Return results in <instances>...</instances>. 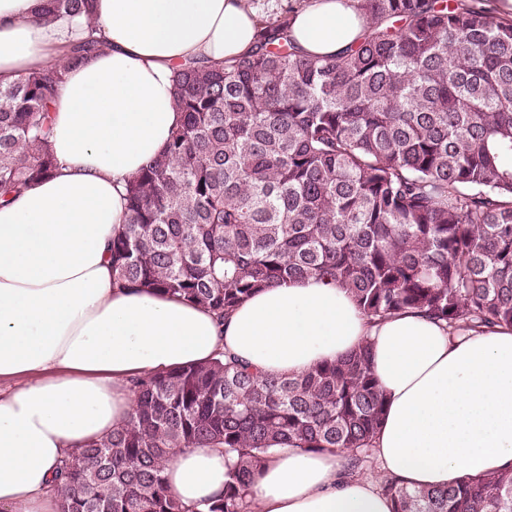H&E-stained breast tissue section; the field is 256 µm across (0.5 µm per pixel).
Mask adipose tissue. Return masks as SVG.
Segmentation results:
<instances>
[{"mask_svg": "<svg viewBox=\"0 0 512 512\" xmlns=\"http://www.w3.org/2000/svg\"><path fill=\"white\" fill-rule=\"evenodd\" d=\"M38 0H0V82L65 65L75 28L45 24ZM103 52L69 68L52 107L55 172L0 203V512H57L66 456L111 434L134 407L132 377L229 353L262 374L299 375L362 342L387 398L376 474L344 456L278 447L250 489L254 512H393L378 476L412 489L512 468V328L453 332L417 312L369 324L348 291L306 278L265 289L225 319L183 299L120 287L108 244L125 182L164 150L183 115L172 77L192 61L253 50L249 0H96ZM358 0H295L298 51L356 43ZM222 450L189 448L163 475L186 512L224 493Z\"/></svg>", "mask_w": 512, "mask_h": 512, "instance_id": "ef3b65f1", "label": "adipose tissue"}]
</instances>
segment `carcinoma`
I'll return each instance as SVG.
<instances>
[{"label": "carcinoma", "mask_w": 512, "mask_h": 512, "mask_svg": "<svg viewBox=\"0 0 512 512\" xmlns=\"http://www.w3.org/2000/svg\"><path fill=\"white\" fill-rule=\"evenodd\" d=\"M95 0H43L47 23L92 21ZM362 37L331 58L297 51L285 17L256 50L176 69L184 119L126 183L109 243L123 287L218 318L256 292L321 276L370 320L418 311L456 330L512 327V22L476 4L359 0ZM93 34L68 49L77 65ZM65 68L0 85V200L56 167L49 109ZM129 422L59 467V512H185L163 476L187 448L224 449V495L249 512L272 447L348 453L368 472L386 398L370 344L303 375H261L221 354L130 380ZM381 491L396 512H512V469Z\"/></svg>", "instance_id": "1"}]
</instances>
